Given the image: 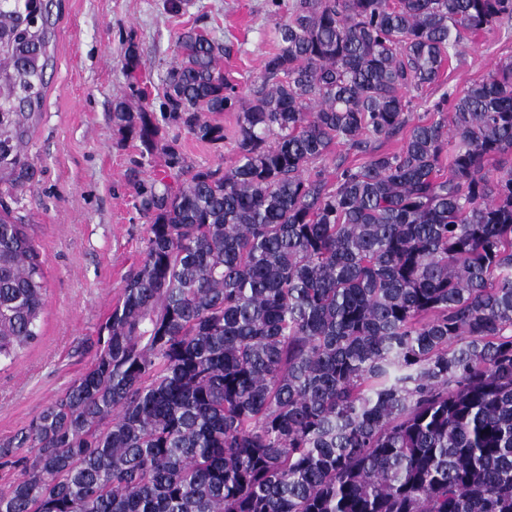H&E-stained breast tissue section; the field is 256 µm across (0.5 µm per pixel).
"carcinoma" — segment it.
Masks as SVG:
<instances>
[{"label": "carcinoma", "instance_id": "obj_1", "mask_svg": "<svg viewBox=\"0 0 512 512\" xmlns=\"http://www.w3.org/2000/svg\"><path fill=\"white\" fill-rule=\"evenodd\" d=\"M50 6L0 0V364L39 339L47 293L11 201L36 181ZM266 8L287 16L248 93L193 28L159 108L115 98L134 165L159 154L176 185L133 178L144 256L90 366L0 442L21 466L0 512H512V60L430 121L407 126L402 94L512 0ZM165 126L237 164H195Z\"/></svg>", "mask_w": 512, "mask_h": 512}]
</instances>
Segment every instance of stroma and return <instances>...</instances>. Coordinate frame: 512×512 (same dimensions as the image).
Masks as SVG:
<instances>
[{
    "label": "stroma",
    "instance_id": "obj_1",
    "mask_svg": "<svg viewBox=\"0 0 512 512\" xmlns=\"http://www.w3.org/2000/svg\"><path fill=\"white\" fill-rule=\"evenodd\" d=\"M62 0L51 48L42 112L29 146L35 186L17 207L34 226L48 258V293L40 338L13 363L0 366V439L62 395L89 365L96 342L128 275L143 257L146 225L134 206L129 169L139 149L120 141L112 101L147 90L161 97L160 78L180 33L207 28L224 43V76L247 90L272 48L275 17L266 0ZM143 61L137 81L122 64L127 40ZM512 59V21L463 44L438 83L408 92L409 123L431 120L441 95L457 98Z\"/></svg>",
    "mask_w": 512,
    "mask_h": 512
}]
</instances>
